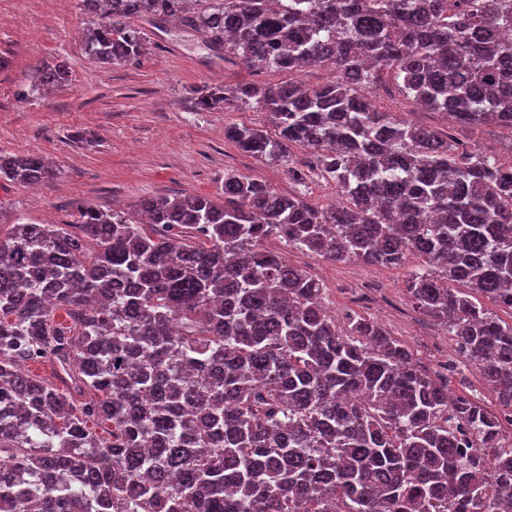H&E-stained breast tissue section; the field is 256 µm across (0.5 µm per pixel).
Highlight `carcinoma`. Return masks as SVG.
Listing matches in <instances>:
<instances>
[{"label": "carcinoma", "instance_id": "obj_1", "mask_svg": "<svg viewBox=\"0 0 512 512\" xmlns=\"http://www.w3.org/2000/svg\"><path fill=\"white\" fill-rule=\"evenodd\" d=\"M79 2L97 17L83 48L103 65L142 56L136 16L177 19L256 70L336 78L195 90L198 112L269 114L275 135L227 124L224 138L283 163L294 194L230 170L215 196L84 205L70 230L16 224L0 239V463L16 473L0 512H512V322L473 301L512 311V161L455 135L512 132V43L491 38L512 27V0ZM386 79L448 130L377 110L368 93ZM68 82L66 61L45 62L19 96ZM313 174L345 202L311 203ZM56 175L0 154L1 180ZM272 237L368 266L417 254L411 301L496 408L448 397L375 321L336 316ZM34 361L52 378L25 372Z\"/></svg>", "mask_w": 512, "mask_h": 512}]
</instances>
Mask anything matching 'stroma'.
I'll list each match as a JSON object with an SVG mask.
<instances>
[{"label": "stroma", "mask_w": 512, "mask_h": 512, "mask_svg": "<svg viewBox=\"0 0 512 512\" xmlns=\"http://www.w3.org/2000/svg\"><path fill=\"white\" fill-rule=\"evenodd\" d=\"M91 21L78 0H0V153L35 154L59 171L37 187L0 182V237L18 223H76L77 208L91 204L130 211L147 196L214 195L224 173L234 170L288 193L294 186L283 165L240 153L224 137L238 123L269 129L266 112L230 104L216 112H196L190 94L203 85L280 83L299 79L316 86L333 79L326 67L299 73L257 71L237 60L216 58L196 33L169 22L147 28L146 53L119 66L96 63L85 54L79 32ZM67 60L70 82L49 94L20 98L18 91L42 61ZM376 107L438 128L448 120L406 104L395 85L372 93ZM325 287V302L336 312L353 310L373 318L408 346L430 373L447 374L456 359L443 326L425 316L405 289L406 274L419 265L409 256L400 268L332 262L309 252L266 242Z\"/></svg>", "instance_id": "stroma-1"}]
</instances>
